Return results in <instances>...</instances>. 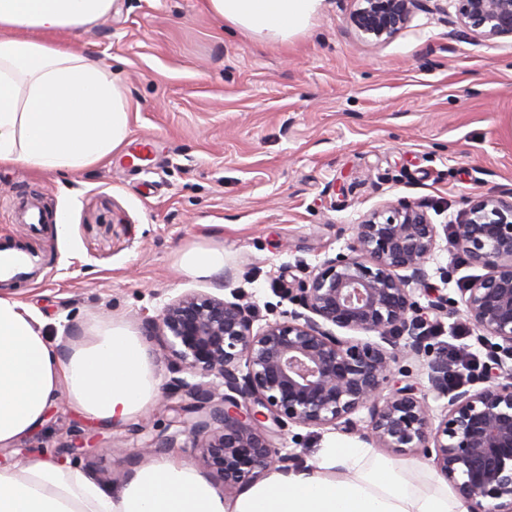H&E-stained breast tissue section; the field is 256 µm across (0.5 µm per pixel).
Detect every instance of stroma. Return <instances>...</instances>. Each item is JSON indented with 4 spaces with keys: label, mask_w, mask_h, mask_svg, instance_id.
Wrapping results in <instances>:
<instances>
[{
    "label": "stroma",
    "mask_w": 512,
    "mask_h": 512,
    "mask_svg": "<svg viewBox=\"0 0 512 512\" xmlns=\"http://www.w3.org/2000/svg\"><path fill=\"white\" fill-rule=\"evenodd\" d=\"M358 5L323 0L304 33L273 46L227 30L204 0H114L76 40L120 85L130 135L62 181L0 168V242L48 258L33 279L1 283L0 295L32 305L48 340L64 346L111 319L142 330L184 292H239L265 323L291 310L284 287L347 252L363 216L405 200L421 204L439 232L430 287L459 298L481 270L460 262L444 228L477 195L512 192V39L455 40L450 16L420 12L377 42L352 26ZM29 196L48 215L37 236L17 219ZM58 221L66 234L56 233ZM194 244L223 248L228 280L181 270L180 250ZM433 324L435 355L452 346L479 353L463 315ZM353 419L354 432L293 425L270 441L301 465L328 442L358 441L367 410ZM162 433L177 438L170 458L202 469L224 498L237 494L203 468L157 399L118 426L58 399L40 427L0 447V466L54 460L112 488L152 462ZM90 437L92 451L58 456Z\"/></svg>",
    "instance_id": "35a3bbf8"
}]
</instances>
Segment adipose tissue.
Instances as JSON below:
<instances>
[{
  "instance_id": "adipose-tissue-1",
  "label": "adipose tissue",
  "mask_w": 512,
  "mask_h": 512,
  "mask_svg": "<svg viewBox=\"0 0 512 512\" xmlns=\"http://www.w3.org/2000/svg\"><path fill=\"white\" fill-rule=\"evenodd\" d=\"M323 0H205L207 12L245 37L288 43ZM113 0H0V167L46 174L89 170L127 140L130 113L111 71L83 47L57 41L112 11ZM182 270L224 273V250L191 247ZM158 383L142 337L122 321L60 349L35 312L0 297V447L39 426L58 397L119 425L143 411ZM0 512H463L446 480L418 486L405 468L365 445L331 443L313 461L265 476L224 499L195 468L165 457L107 489L48 461L0 467Z\"/></svg>"
}]
</instances>
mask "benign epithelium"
I'll return each mask as SVG.
<instances>
[{
  "mask_svg": "<svg viewBox=\"0 0 512 512\" xmlns=\"http://www.w3.org/2000/svg\"><path fill=\"white\" fill-rule=\"evenodd\" d=\"M356 30L386 41L429 0H361ZM456 40L512 37V0H451ZM455 249L486 274L460 299L427 289L426 264L436 227L422 206L391 205L357 225L349 253L328 258L297 289H284L296 309L285 320L254 327L255 316L233 300L187 292L145 323L171 373L168 394L201 461L242 484L291 457L264 432L291 424L355 429L361 439L405 454L434 445L435 465L469 512H512V194H484L448 230ZM428 297L422 307L416 291ZM462 313L488 351L481 387L448 385L453 365L426 363L428 385L400 362L429 356L419 326L428 313ZM354 332L340 336L336 330ZM447 399L440 416L428 395Z\"/></svg>",
  "mask_w": 512,
  "mask_h": 512,
  "instance_id": "1",
  "label": "benign epithelium"
}]
</instances>
